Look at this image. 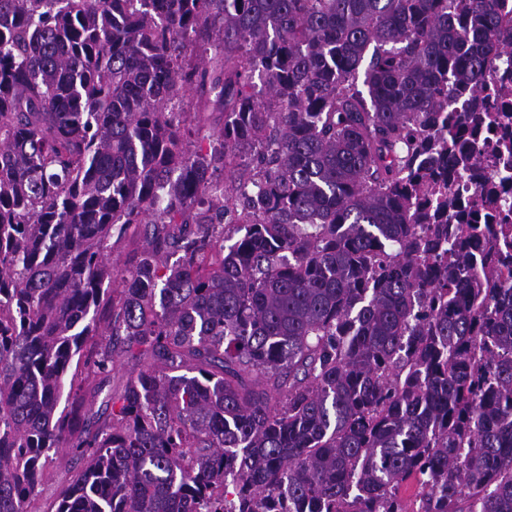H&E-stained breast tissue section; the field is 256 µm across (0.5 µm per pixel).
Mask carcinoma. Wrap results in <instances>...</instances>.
Segmentation results:
<instances>
[{"instance_id": "cac0c4a2", "label": "carcinoma", "mask_w": 512, "mask_h": 512, "mask_svg": "<svg viewBox=\"0 0 512 512\" xmlns=\"http://www.w3.org/2000/svg\"><path fill=\"white\" fill-rule=\"evenodd\" d=\"M129 2L0 0V512H512L505 5ZM503 130H489L483 133L481 137V150L483 159L484 176L488 178L498 190L499 204H509L511 206V213L508 216L509 222H512V170H509V179L503 182L502 179V160H498V141ZM61 451L58 455L59 460H53L49 465L48 472L51 475V480L42 487V497L47 501L53 500L58 485L62 481L70 480L82 465V460L74 452L68 448H62Z\"/></svg>"}]
</instances>
